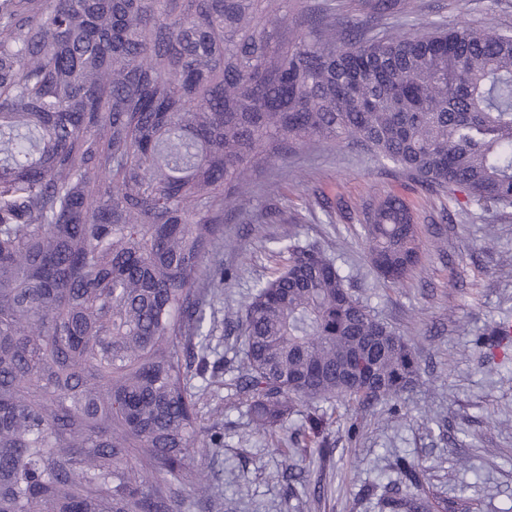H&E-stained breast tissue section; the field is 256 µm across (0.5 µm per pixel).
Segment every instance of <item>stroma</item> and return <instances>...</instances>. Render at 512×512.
I'll list each match as a JSON object with an SVG mask.
<instances>
[{
    "label": "stroma",
    "mask_w": 512,
    "mask_h": 512,
    "mask_svg": "<svg viewBox=\"0 0 512 512\" xmlns=\"http://www.w3.org/2000/svg\"><path fill=\"white\" fill-rule=\"evenodd\" d=\"M332 4L337 16L365 17L372 33L423 31L464 23L512 34V0H400L397 10L368 16L364 0ZM382 194L407 201L420 228L422 262L403 286L383 283L361 238L365 206ZM224 215V235L205 258L229 276L208 297L217 320L209 362L234 359L241 348L226 318L247 302L277 267L276 242L313 243L335 258L355 297L420 353L421 378L397 402L356 412L337 400L326 411L332 453L301 460L306 485L288 486L285 457L256 433L243 410L226 406L229 372L194 379L203 409L223 407L224 446L196 462L221 492L211 512H377L363 488L398 479L396 457L422 464L434 495L473 503L475 512L512 505V372L488 373L477 338L495 321L512 320V207L468 202L458 190H426L407 172L377 160L356 143L315 141L286 158L255 166Z\"/></svg>",
    "instance_id": "obj_1"
}]
</instances>
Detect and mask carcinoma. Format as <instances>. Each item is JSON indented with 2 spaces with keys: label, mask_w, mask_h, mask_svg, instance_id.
<instances>
[{
  "label": "carcinoma",
  "mask_w": 512,
  "mask_h": 512,
  "mask_svg": "<svg viewBox=\"0 0 512 512\" xmlns=\"http://www.w3.org/2000/svg\"><path fill=\"white\" fill-rule=\"evenodd\" d=\"M350 139L427 189L512 206V35L468 25L369 37L290 0H0V512H210L195 465L188 342L215 317L194 292L257 161ZM378 276L420 262L400 196L363 218ZM231 312L232 405L257 432L299 403L398 400L419 355L349 290L334 258L291 240ZM325 415L305 437L330 452ZM401 480L378 512H458Z\"/></svg>",
  "instance_id": "1"
}]
</instances>
